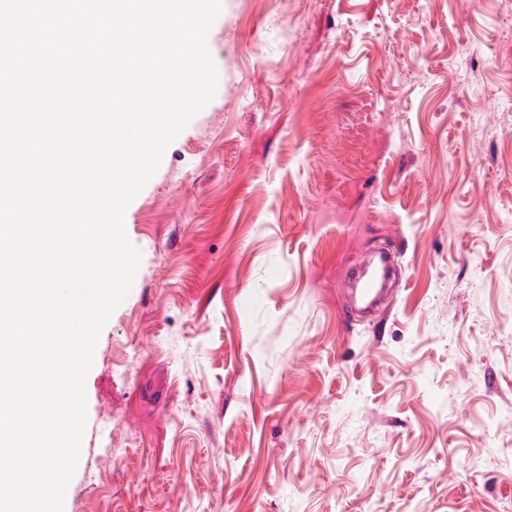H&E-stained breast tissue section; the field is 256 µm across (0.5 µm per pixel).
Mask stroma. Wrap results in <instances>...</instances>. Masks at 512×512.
Returning <instances> with one entry per match:
<instances>
[{
    "label": "stroma",
    "mask_w": 512,
    "mask_h": 512,
    "mask_svg": "<svg viewBox=\"0 0 512 512\" xmlns=\"http://www.w3.org/2000/svg\"><path fill=\"white\" fill-rule=\"evenodd\" d=\"M222 2L216 95L125 213L64 512H512V12ZM380 246L399 285L345 320Z\"/></svg>",
    "instance_id": "1"
}]
</instances>
